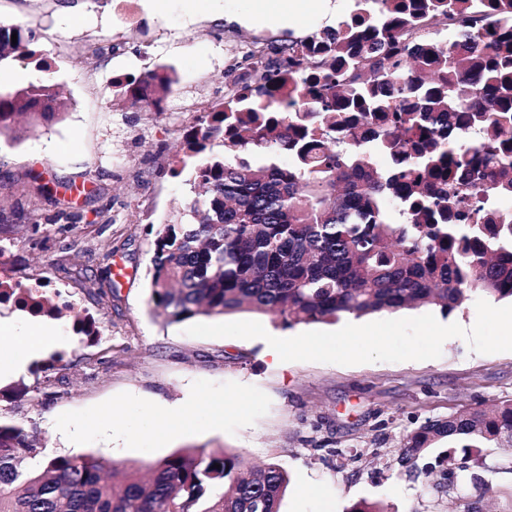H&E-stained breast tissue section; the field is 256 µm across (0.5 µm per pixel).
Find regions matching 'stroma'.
<instances>
[{
  "instance_id": "35a3bbf8",
  "label": "stroma",
  "mask_w": 512,
  "mask_h": 512,
  "mask_svg": "<svg viewBox=\"0 0 512 512\" xmlns=\"http://www.w3.org/2000/svg\"><path fill=\"white\" fill-rule=\"evenodd\" d=\"M126 24L113 0H0V21L32 28L53 66L65 115L17 140L0 141V253L4 280H45L100 325L80 338L54 317L65 357L32 364L0 382V421L24 427L50 454L87 455L104 465L147 466L183 448L242 451L276 461L290 483L280 512H347L361 499L388 512H512V453L488 449L487 493L448 491L430 449L408 470L404 439L429 420L512 401V303L473 296L450 315L432 308L356 319L353 338L333 324L286 327L240 312L172 323L149 301V226L173 220L192 189L170 168L181 134L220 99L253 43L280 44L343 17L351 0H302L295 28L240 26L216 12L251 14L261 0H166ZM102 55L84 61L88 47ZM160 65L178 82L162 114L114 97L112 80ZM67 184L84 223H52L56 197L26 188L27 174ZM80 264L112 288L99 300L68 273ZM292 346L271 365L263 332ZM186 425L172 432L169 411Z\"/></svg>"
}]
</instances>
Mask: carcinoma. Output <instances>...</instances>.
Instances as JSON below:
<instances>
[{
    "instance_id": "cac0c4a2",
    "label": "carcinoma",
    "mask_w": 512,
    "mask_h": 512,
    "mask_svg": "<svg viewBox=\"0 0 512 512\" xmlns=\"http://www.w3.org/2000/svg\"><path fill=\"white\" fill-rule=\"evenodd\" d=\"M466 2L357 0L336 28L247 52V71L181 136L174 175L200 192L154 231L148 273L169 321L250 311L291 327L512 300V224H467L459 209L465 195L512 194V26L464 29L450 46L409 36ZM487 9L512 22V0ZM17 59L51 70L31 29L0 23V66ZM176 82L160 66L112 86L160 114ZM19 114L34 127L60 119L56 84L0 90V137L16 136ZM470 127L483 129L474 146ZM376 151L397 163L378 168ZM60 221L82 214L63 202ZM436 444L450 483L486 490L474 468L484 449L512 448V402L426 422L401 465ZM149 470L146 484L142 467L117 466L111 483L96 458L46 454L0 423V512H280L289 482L277 463L256 468L226 448L181 449Z\"/></svg>"
}]
</instances>
